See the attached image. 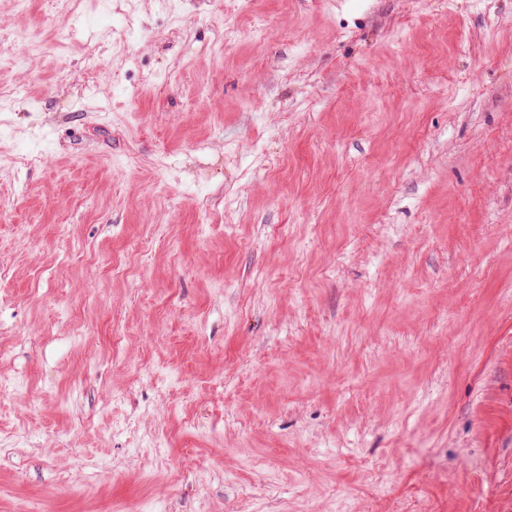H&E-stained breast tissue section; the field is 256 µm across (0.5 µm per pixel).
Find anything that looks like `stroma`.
Listing matches in <instances>:
<instances>
[{
  "label": "stroma",
  "instance_id": "1",
  "mask_svg": "<svg viewBox=\"0 0 512 512\" xmlns=\"http://www.w3.org/2000/svg\"><path fill=\"white\" fill-rule=\"evenodd\" d=\"M0 0V512H512V0Z\"/></svg>",
  "mask_w": 512,
  "mask_h": 512
}]
</instances>
